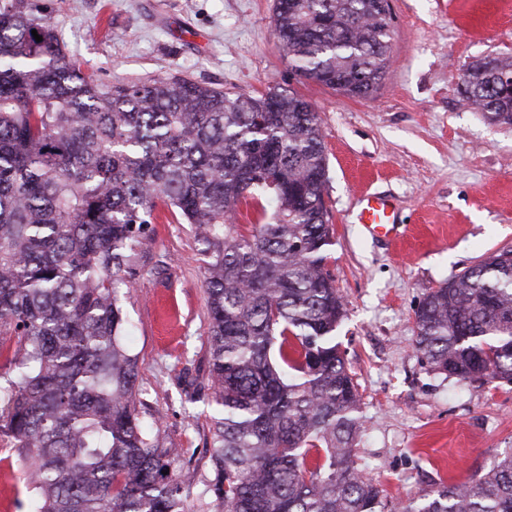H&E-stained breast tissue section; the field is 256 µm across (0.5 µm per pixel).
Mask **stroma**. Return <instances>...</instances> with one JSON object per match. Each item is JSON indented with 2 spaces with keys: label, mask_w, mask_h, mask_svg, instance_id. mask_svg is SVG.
Here are the masks:
<instances>
[{
  "label": "stroma",
  "mask_w": 512,
  "mask_h": 512,
  "mask_svg": "<svg viewBox=\"0 0 512 512\" xmlns=\"http://www.w3.org/2000/svg\"><path fill=\"white\" fill-rule=\"evenodd\" d=\"M28 2L103 84L185 75L252 94L276 82L312 102L328 154V269L346 310L338 334L363 402L356 455L389 500L467 480L512 448V383L457 382L429 371L414 347L425 296L512 249V129L488 124L458 93L469 63L512 54V0H388L389 68L368 99L296 75L273 0ZM367 193L392 206V237L360 224ZM137 259L143 274L123 309L141 418L172 447L203 450L216 404L181 407L186 383L210 388L207 294L190 226L156 211ZM23 472L15 449L0 447V512H32Z\"/></svg>",
  "instance_id": "35a3bbf8"
}]
</instances>
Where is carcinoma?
<instances>
[{
	"label": "carcinoma",
	"instance_id": "carcinoma-1",
	"mask_svg": "<svg viewBox=\"0 0 512 512\" xmlns=\"http://www.w3.org/2000/svg\"><path fill=\"white\" fill-rule=\"evenodd\" d=\"M386 4L274 0L292 69L373 96L390 62ZM511 84L512 55L486 56L459 93L511 128ZM327 181L317 113L297 91L176 76L107 87L25 0H0V436L26 463L34 512H191L196 469L174 471L182 449L140 419L125 342L123 299L159 206L191 226L205 269L221 410L198 512H512V448L400 508L358 467ZM415 324L431 371L512 382V250L428 293Z\"/></svg>",
	"mask_w": 512,
	"mask_h": 512
}]
</instances>
